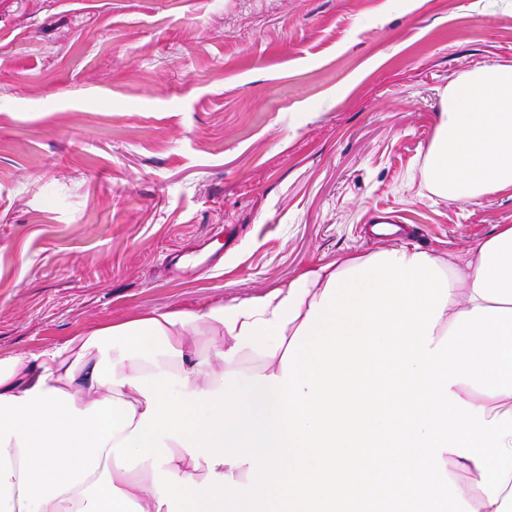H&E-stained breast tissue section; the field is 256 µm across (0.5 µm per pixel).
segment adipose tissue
I'll use <instances>...</instances> for the list:
<instances>
[{
    "instance_id": "1",
    "label": "adipose tissue",
    "mask_w": 512,
    "mask_h": 512,
    "mask_svg": "<svg viewBox=\"0 0 512 512\" xmlns=\"http://www.w3.org/2000/svg\"><path fill=\"white\" fill-rule=\"evenodd\" d=\"M423 177L512 187V64L445 91ZM0 512H512V224L0 357Z\"/></svg>"
}]
</instances>
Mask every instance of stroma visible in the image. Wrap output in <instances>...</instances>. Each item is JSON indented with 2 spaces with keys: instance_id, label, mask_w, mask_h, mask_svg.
<instances>
[{
  "instance_id": "obj_1",
  "label": "stroma",
  "mask_w": 512,
  "mask_h": 512,
  "mask_svg": "<svg viewBox=\"0 0 512 512\" xmlns=\"http://www.w3.org/2000/svg\"><path fill=\"white\" fill-rule=\"evenodd\" d=\"M512 0H0V356L512 224L423 180Z\"/></svg>"
}]
</instances>
